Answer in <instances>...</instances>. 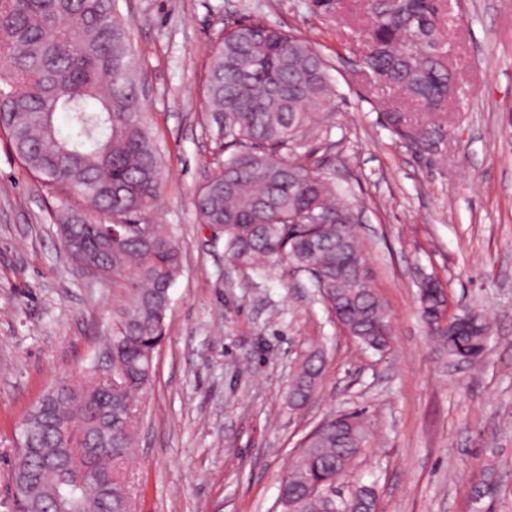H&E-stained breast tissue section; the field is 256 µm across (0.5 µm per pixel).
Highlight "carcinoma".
Masks as SVG:
<instances>
[{
    "mask_svg": "<svg viewBox=\"0 0 512 512\" xmlns=\"http://www.w3.org/2000/svg\"><path fill=\"white\" fill-rule=\"evenodd\" d=\"M117 0H0V129L23 169L58 196L61 239L75 268L126 293L112 309L107 349L117 369L109 384L93 365L45 391L24 417L10 460L22 490L12 512H133L119 464L136 446L149 361L164 338L170 289L181 268L172 228L152 224L164 172L144 113L136 114L139 63L131 21ZM370 50L363 65L412 106L435 115L448 104L449 44L440 16L423 0H367ZM329 63L305 38L260 18L228 17L207 64L205 111L224 140V158L199 187L195 206L213 239L241 267L289 262L309 274L332 314L365 349L389 348L392 326L372 288L332 177L317 145L336 128ZM63 112L68 129L56 115ZM410 142L431 145L438 124L408 128ZM73 197L104 217L67 207ZM422 317L448 358L474 364L490 326L468 312L442 326L440 289H419ZM324 354L308 350L288 385L306 405L323 373ZM362 413L321 422L282 479L281 512H375L373 487L346 501L327 496L366 443Z\"/></svg>",
    "mask_w": 512,
    "mask_h": 512,
    "instance_id": "carcinoma-1",
    "label": "carcinoma"
}]
</instances>
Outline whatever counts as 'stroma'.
<instances>
[{
    "instance_id": "obj_1",
    "label": "stroma",
    "mask_w": 512,
    "mask_h": 512,
    "mask_svg": "<svg viewBox=\"0 0 512 512\" xmlns=\"http://www.w3.org/2000/svg\"><path fill=\"white\" fill-rule=\"evenodd\" d=\"M133 22L140 94L164 182L155 224L171 225L182 266L166 337L127 462L136 512H280V482L327 415L361 409L373 433L341 482L375 486L379 512H512V0H450L441 24L455 90L431 149L396 133L428 117L363 64L364 0H119ZM300 33L330 62L339 92L330 147L318 157L352 211L371 284L390 316L383 353L346 334L304 274L245 269L213 242L195 207L214 169L205 118L210 50L227 17ZM59 202L28 175L0 131V512H10L19 423L56 381L102 362V336L124 294L70 263ZM433 277L446 314L481 312L483 358L449 365L421 318ZM325 366L313 400L288 404L309 347ZM492 488L483 498V482Z\"/></svg>"
}]
</instances>
